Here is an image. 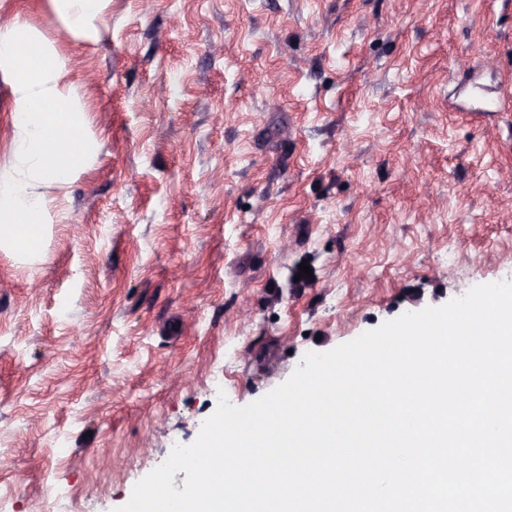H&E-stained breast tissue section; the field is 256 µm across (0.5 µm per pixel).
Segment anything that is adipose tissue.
<instances>
[{"label": "adipose tissue", "instance_id": "adipose-tissue-1", "mask_svg": "<svg viewBox=\"0 0 512 512\" xmlns=\"http://www.w3.org/2000/svg\"><path fill=\"white\" fill-rule=\"evenodd\" d=\"M111 0H48L61 30L94 42ZM0 78L10 89L11 139L0 167V249L38 255L52 221L48 189L64 190L91 168L104 143L75 91L58 40L16 14L0 25Z\"/></svg>", "mask_w": 512, "mask_h": 512}]
</instances>
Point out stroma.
I'll return each instance as SVG.
<instances>
[{
	"mask_svg": "<svg viewBox=\"0 0 512 512\" xmlns=\"http://www.w3.org/2000/svg\"><path fill=\"white\" fill-rule=\"evenodd\" d=\"M18 13L104 146L41 257L0 250V512H113L219 394L512 282V0H112L92 44Z\"/></svg>",
	"mask_w": 512,
	"mask_h": 512,
	"instance_id": "obj_1",
	"label": "stroma"
}]
</instances>
